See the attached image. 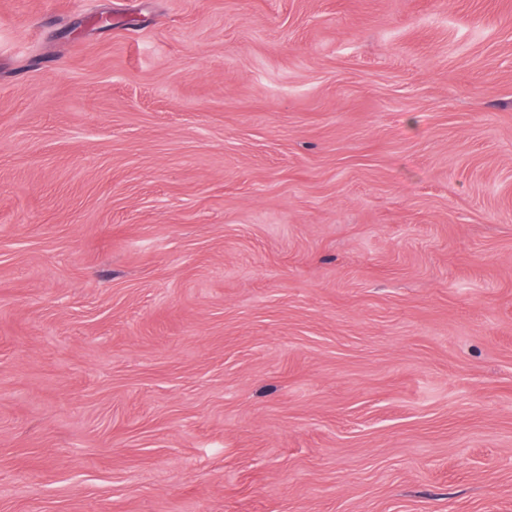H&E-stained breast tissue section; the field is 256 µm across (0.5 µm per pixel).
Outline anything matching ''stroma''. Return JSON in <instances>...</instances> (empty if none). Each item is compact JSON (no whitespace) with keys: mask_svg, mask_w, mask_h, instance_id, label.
I'll return each instance as SVG.
<instances>
[{"mask_svg":"<svg viewBox=\"0 0 512 512\" xmlns=\"http://www.w3.org/2000/svg\"><path fill=\"white\" fill-rule=\"evenodd\" d=\"M0 512H512V0H0Z\"/></svg>","mask_w":512,"mask_h":512,"instance_id":"stroma-1","label":"stroma"}]
</instances>
